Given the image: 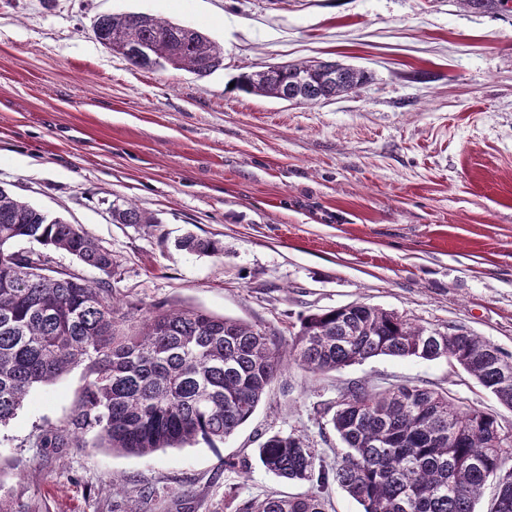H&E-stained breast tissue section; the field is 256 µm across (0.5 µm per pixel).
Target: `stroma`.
<instances>
[{
  "instance_id": "obj_1",
  "label": "stroma",
  "mask_w": 512,
  "mask_h": 512,
  "mask_svg": "<svg viewBox=\"0 0 512 512\" xmlns=\"http://www.w3.org/2000/svg\"><path fill=\"white\" fill-rule=\"evenodd\" d=\"M126 11L208 33L223 69L147 70L105 49L94 19ZM308 60L371 79L316 104L233 86ZM0 186L111 250L112 294L127 305L199 308L265 326L284 346L300 315L363 301L512 354V12L463 0H0ZM127 201L153 226L113 223ZM188 234L221 252L181 250ZM355 381L445 391L512 423L448 360L378 356L324 374L283 369L214 448L30 447L68 420L77 368L0 427V501L164 512L180 489L194 512H228L231 500L303 492L254 450L293 433L334 464L343 445L325 410ZM120 479L128 495L113 494Z\"/></svg>"
}]
</instances>
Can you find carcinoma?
I'll return each mask as SVG.
<instances>
[{"label": "carcinoma", "instance_id": "cac0c4a2", "mask_svg": "<svg viewBox=\"0 0 512 512\" xmlns=\"http://www.w3.org/2000/svg\"><path fill=\"white\" fill-rule=\"evenodd\" d=\"M97 42L148 69L169 65L200 78L224 68V49L194 28L144 12L103 14ZM360 68L307 61L253 70L237 87L249 94L316 103L355 92ZM118 224H150L127 202ZM25 241L33 248L22 250ZM178 247L218 253L211 239L188 235ZM50 251H63L100 278L46 274ZM112 251L84 228L51 218L0 187V426L36 385L81 366L84 385L68 421L45 429L35 448L94 446L144 456L231 436L255 411L290 363L312 373L336 371L377 356L447 358L512 409V356L457 327L441 332L362 302L302 315L288 349L266 328L202 309H123L112 296ZM330 423L344 445L336 465L294 434H273L258 448L268 471L302 494L247 502L239 512H329L335 484L363 512H475L484 488L496 487L490 512H512V455L501 449L496 415L464 408L446 392L415 385L353 382L339 394Z\"/></svg>", "mask_w": 512, "mask_h": 512}]
</instances>
